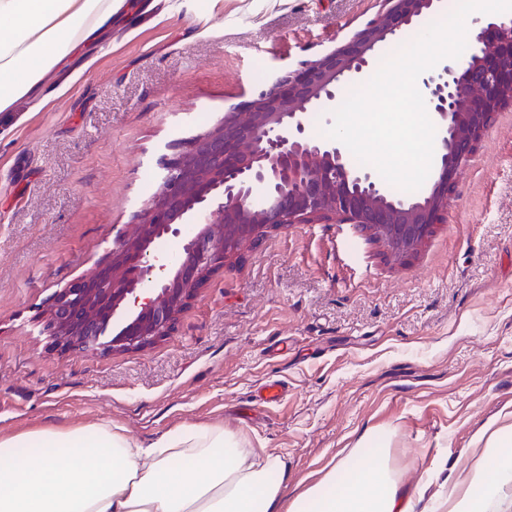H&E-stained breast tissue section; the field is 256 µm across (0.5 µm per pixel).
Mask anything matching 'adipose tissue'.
<instances>
[{
  "mask_svg": "<svg viewBox=\"0 0 512 512\" xmlns=\"http://www.w3.org/2000/svg\"><path fill=\"white\" fill-rule=\"evenodd\" d=\"M125 0H0V112L100 30ZM487 467L448 483V512H512V424L475 436ZM371 431L316 482L285 496L280 458L219 427L184 424L142 445L107 425L0 439V512H414Z\"/></svg>",
  "mask_w": 512,
  "mask_h": 512,
  "instance_id": "adipose-tissue-1",
  "label": "adipose tissue"
}]
</instances>
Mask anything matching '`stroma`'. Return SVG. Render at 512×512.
<instances>
[{"mask_svg": "<svg viewBox=\"0 0 512 512\" xmlns=\"http://www.w3.org/2000/svg\"><path fill=\"white\" fill-rule=\"evenodd\" d=\"M380 0H134L0 120V438L185 423L280 457L287 489L385 432L415 512L512 418V109L458 174L447 223L391 262L339 224H294L217 272L144 352L65 356L37 319L94 273L153 193L165 144L360 29ZM280 380L279 403L263 386Z\"/></svg>", "mask_w": 512, "mask_h": 512, "instance_id": "1", "label": "stroma"}]
</instances>
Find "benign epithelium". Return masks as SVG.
I'll return each instance as SVG.
<instances>
[{"label":"benign epithelium","mask_w":512,"mask_h":512,"mask_svg":"<svg viewBox=\"0 0 512 512\" xmlns=\"http://www.w3.org/2000/svg\"><path fill=\"white\" fill-rule=\"evenodd\" d=\"M374 18L298 68L271 74L264 89L228 107L208 128L156 159L159 185L89 277L56 290L41 323L62 352L145 350L174 330L180 314L224 265L272 231L292 224H347L402 264L445 222L460 170L493 124L512 108V17L479 19L469 49L423 78L420 90L440 131L435 178L425 196L397 200L341 142L319 140L308 116H332L344 82L374 52L439 6L383 0ZM190 226L176 254L160 248Z\"/></svg>","instance_id":"7a95c632"}]
</instances>
